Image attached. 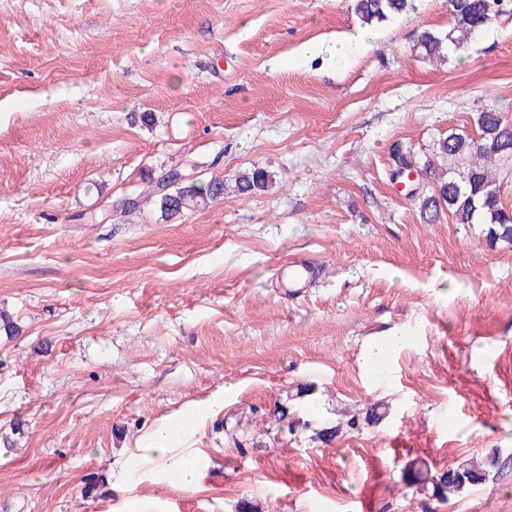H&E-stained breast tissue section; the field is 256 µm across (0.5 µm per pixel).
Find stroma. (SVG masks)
<instances>
[{
	"instance_id": "1",
	"label": "stroma",
	"mask_w": 512,
	"mask_h": 512,
	"mask_svg": "<svg viewBox=\"0 0 512 512\" xmlns=\"http://www.w3.org/2000/svg\"><path fill=\"white\" fill-rule=\"evenodd\" d=\"M448 25V0L366 41L348 0H0V512H512V466L442 503L403 480L512 456V244L391 177L512 116V14L422 60ZM189 156L277 183L161 219ZM291 260L318 278L288 288ZM221 395L196 487L157 477L151 430Z\"/></svg>"
}]
</instances>
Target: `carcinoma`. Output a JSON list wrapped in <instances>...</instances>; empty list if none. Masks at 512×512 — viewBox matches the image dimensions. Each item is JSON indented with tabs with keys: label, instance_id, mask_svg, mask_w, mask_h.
I'll return each instance as SVG.
<instances>
[{
	"label": "carcinoma",
	"instance_id": "1",
	"mask_svg": "<svg viewBox=\"0 0 512 512\" xmlns=\"http://www.w3.org/2000/svg\"><path fill=\"white\" fill-rule=\"evenodd\" d=\"M351 9L364 26L375 28L406 14L412 0H350ZM503 0H448V33L430 30L417 37L416 47L427 60L441 53L443 45L459 47L471 37L484 32L501 14ZM437 154L458 162L448 176L433 179L434 188L417 194L421 218L427 224L439 219L447 210L457 224H484L490 243L512 242V210L501 202L495 178L487 161L512 159V118L490 109L478 113L474 134L450 130L436 145ZM234 182L242 194L266 192L275 184V173L253 166L235 175ZM224 196V180L199 177L198 162L190 158L184 168L173 170L156 188V205L161 218L169 219L185 209L205 206ZM503 460L494 451L480 462L465 461L436 472L421 467L408 471L409 484L431 486L433 496L446 501L467 487L486 483L490 473L501 468Z\"/></svg>",
	"mask_w": 512,
	"mask_h": 512
}]
</instances>
